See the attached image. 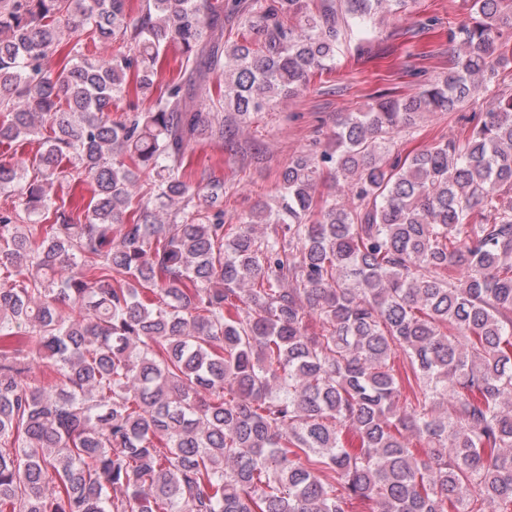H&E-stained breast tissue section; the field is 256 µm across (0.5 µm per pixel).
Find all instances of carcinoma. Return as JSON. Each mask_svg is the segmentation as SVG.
Listing matches in <instances>:
<instances>
[{
    "label": "carcinoma",
    "mask_w": 512,
    "mask_h": 512,
    "mask_svg": "<svg viewBox=\"0 0 512 512\" xmlns=\"http://www.w3.org/2000/svg\"><path fill=\"white\" fill-rule=\"evenodd\" d=\"M405 2L0 0V145L41 146L33 180L0 163V512H512V0H470L447 75L349 114L239 223L187 163ZM486 109V95L480 93L471 98L460 112L425 114L417 121L415 128L395 138L392 154L399 153L404 157L439 140L453 138L461 125L465 123L463 116H478L480 113L486 112ZM59 195L64 199L66 208L77 211H82L90 198L88 186L85 184L71 185L68 187L64 185V188L58 192Z\"/></svg>",
    "instance_id": "carcinoma-1"
}]
</instances>
